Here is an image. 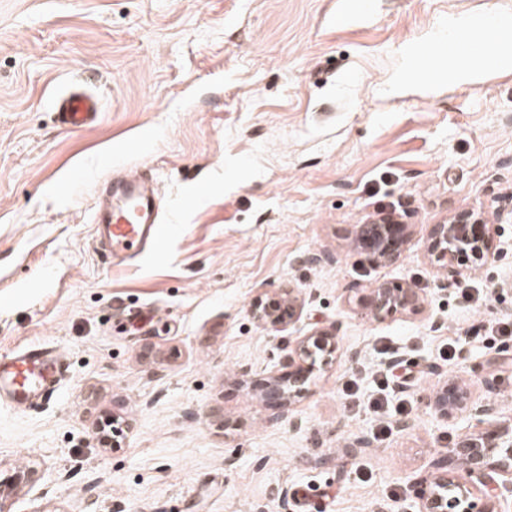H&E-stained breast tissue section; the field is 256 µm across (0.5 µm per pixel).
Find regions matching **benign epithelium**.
Masks as SVG:
<instances>
[{
    "instance_id": "7a95c632",
    "label": "benign epithelium",
    "mask_w": 512,
    "mask_h": 512,
    "mask_svg": "<svg viewBox=\"0 0 512 512\" xmlns=\"http://www.w3.org/2000/svg\"><path fill=\"white\" fill-rule=\"evenodd\" d=\"M357 247L371 252L379 262L399 258L411 236L410 225L390 216L377 224L353 228ZM431 262L449 276L458 278L471 268L504 256L492 225L483 213L464 210L441 224L433 225L426 244ZM298 297L288 289L271 297L261 293L251 304V313L260 321L284 325L293 317ZM423 307L418 289L410 284L382 282L361 302L359 314L380 320L398 312L417 313ZM335 330H321L298 336L288 346V378L275 375L265 388L284 402H291L306 388L310 367L316 360L327 361L337 351ZM425 405L444 418L468 407L467 393L455 382L424 398ZM459 465L448 478V465ZM434 472L419 481L420 512H504L499 496L512 493V425L500 430L459 435L448 453L434 460Z\"/></svg>"
}]
</instances>
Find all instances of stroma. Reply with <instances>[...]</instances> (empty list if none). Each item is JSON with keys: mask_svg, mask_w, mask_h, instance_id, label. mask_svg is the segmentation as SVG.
Returning <instances> with one entry per match:
<instances>
[{"mask_svg": "<svg viewBox=\"0 0 512 512\" xmlns=\"http://www.w3.org/2000/svg\"><path fill=\"white\" fill-rule=\"evenodd\" d=\"M345 2L0 0V359L64 357L49 401L0 404V476L31 475L0 512H418L412 480L458 434L512 423V362L484 335L442 358L458 328L512 315V64L431 88L404 65L449 21L512 20V0H372L354 17ZM74 87L103 105L82 131L52 107ZM122 166L153 175L165 232L113 263L92 207ZM464 209L509 246L472 270L490 290L475 311L425 249ZM387 214L412 234L378 263L350 231ZM381 282L419 288L423 309L360 318ZM284 288L294 323L257 321V292ZM333 326L308 391L263 396L289 341ZM384 345L421 381L394 388L405 419L369 406ZM454 379L492 415L424 407ZM103 417L119 447L99 443Z\"/></svg>", "mask_w": 512, "mask_h": 512, "instance_id": "obj_1", "label": "stroma"}]
</instances>
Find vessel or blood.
<instances>
[{
  "label": "vessel or blood",
  "mask_w": 512,
  "mask_h": 512,
  "mask_svg": "<svg viewBox=\"0 0 512 512\" xmlns=\"http://www.w3.org/2000/svg\"><path fill=\"white\" fill-rule=\"evenodd\" d=\"M491 22V17L475 16L454 28L444 44L445 55H454L458 47L465 46L470 51L471 62L499 63L501 55L496 43L482 34ZM434 52V44H416L406 54L407 71L426 84L446 82L449 75L434 64ZM53 105L60 123L71 129L91 127L100 115L97 99L80 90L55 97ZM159 202V195L146 175L107 183L92 222L97 238L105 244L108 253L121 252L135 258L148 250L161 233ZM63 369V357L54 350L42 346L21 350L0 361V402L18 409L32 406L53 392Z\"/></svg>",
  "instance_id": "vessel-or-blood-1"
}]
</instances>
